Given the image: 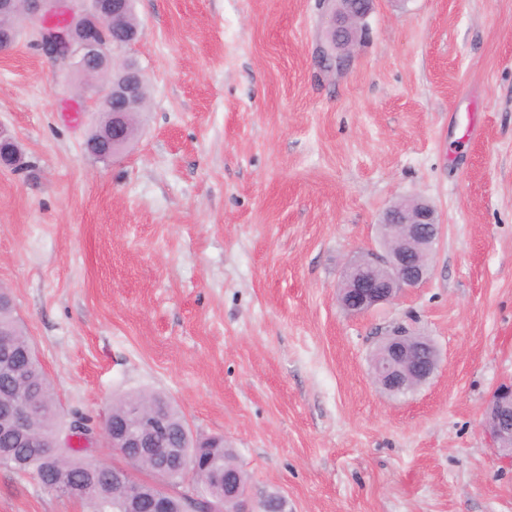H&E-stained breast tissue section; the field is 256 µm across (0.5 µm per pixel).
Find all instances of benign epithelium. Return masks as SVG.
Instances as JSON below:
<instances>
[{
    "instance_id": "benign-epithelium-1",
    "label": "benign epithelium",
    "mask_w": 512,
    "mask_h": 512,
    "mask_svg": "<svg viewBox=\"0 0 512 512\" xmlns=\"http://www.w3.org/2000/svg\"><path fill=\"white\" fill-rule=\"evenodd\" d=\"M329 17L330 29L342 30L345 37L332 42L325 40L316 49V58L326 72H343L350 68L353 57L351 47L361 33V18L351 8V0H323ZM27 12L42 18L34 29L36 42L50 57L76 73L95 68L98 79L104 82V95L92 100V110L112 115V124L104 141L117 152L127 142V132L133 113L143 107L139 95L142 77L135 67L126 69L120 84L112 78V53L119 51L138 38L137 33L115 34L108 41L101 36L107 10L101 0H25ZM412 209L402 208V201L392 204L383 214L380 227L384 253H368L350 258L344 266L338 301L352 315L395 301L409 289L420 286L429 275L430 267L415 258L404 242L423 243L432 252L439 241L442 224L436 209L429 202L412 198ZM387 353L372 362L373 377L379 386L393 395L407 394L428 381L437 369L439 357L431 342H422L402 326L393 328L386 338ZM0 412L10 416L6 437L21 443H31L28 411L12 400L0 401ZM78 434L67 439L89 447L100 446L121 455L130 477L138 476L140 461L147 456L143 448L150 438L166 429V420L160 409L149 413L137 410L126 418L127 428L112 431L90 427L78 415L71 419ZM482 428L494 452L512 461V450L504 444L512 441V382L499 385L492 393L483 413ZM171 452L182 459L184 473L178 497L183 501V512H261L265 502L255 508L249 505L247 493L234 482L224 492V503L218 507L207 502L194 479L197 471L194 453L184 448Z\"/></svg>"
}]
</instances>
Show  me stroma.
<instances>
[{"mask_svg":"<svg viewBox=\"0 0 512 512\" xmlns=\"http://www.w3.org/2000/svg\"><path fill=\"white\" fill-rule=\"evenodd\" d=\"M148 107L119 158L83 150L101 95L34 36L0 53V285L63 415L103 424L156 391L220 436L248 496L285 512H512L481 428L512 378V0H373L342 74L318 68L319 0H134ZM430 201L422 286L337 302L383 211ZM440 365L400 396L371 357L395 325ZM0 512H86L0 469Z\"/></svg>","mask_w":512,"mask_h":512,"instance_id":"1","label":"stroma"}]
</instances>
